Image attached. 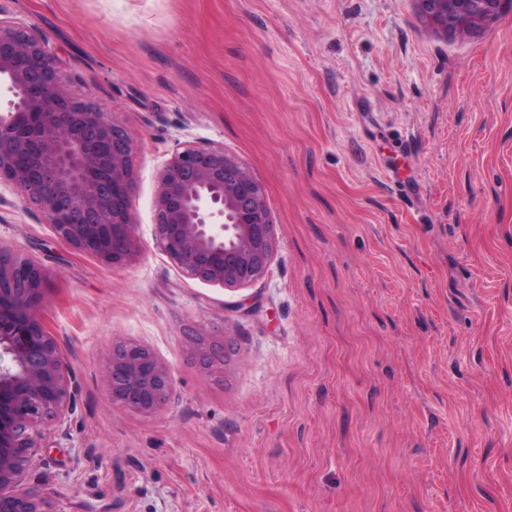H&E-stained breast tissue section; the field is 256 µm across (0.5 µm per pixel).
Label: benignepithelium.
Listing matches in <instances>:
<instances>
[{
	"mask_svg": "<svg viewBox=\"0 0 512 512\" xmlns=\"http://www.w3.org/2000/svg\"><path fill=\"white\" fill-rule=\"evenodd\" d=\"M509 0H417L444 32H469L496 18ZM0 180L23 190L58 236L109 264L136 248L130 197L134 143L104 112H77L41 35L0 24ZM156 239L188 275L245 286L276 250L274 224L249 168L221 148L177 149L157 177ZM46 275L16 255L0 258V512H50L22 487L40 429L73 411L76 385L58 342L34 307ZM112 404L153 413L172 389L170 370L145 346L113 345L102 367Z\"/></svg>",
	"mask_w": 512,
	"mask_h": 512,
	"instance_id": "7a95c632",
	"label": "benign epithelium"
}]
</instances>
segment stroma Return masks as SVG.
<instances>
[{"instance_id":"1","label":"stroma","mask_w":512,"mask_h":512,"mask_svg":"<svg viewBox=\"0 0 512 512\" xmlns=\"http://www.w3.org/2000/svg\"><path fill=\"white\" fill-rule=\"evenodd\" d=\"M0 22L136 145L121 264L0 186V248L46 273L78 385L26 488L52 512H512V10L464 36L415 0H0ZM184 145L259 184L278 245L255 282L158 246ZM128 341L171 372L154 413L102 378Z\"/></svg>"}]
</instances>
